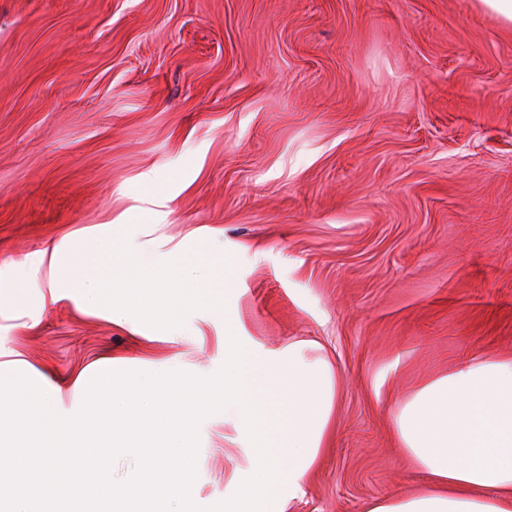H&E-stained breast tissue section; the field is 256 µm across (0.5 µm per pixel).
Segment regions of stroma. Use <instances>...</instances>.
Segmentation results:
<instances>
[{
  "mask_svg": "<svg viewBox=\"0 0 512 512\" xmlns=\"http://www.w3.org/2000/svg\"><path fill=\"white\" fill-rule=\"evenodd\" d=\"M122 224L151 286L120 325L51 301L36 253ZM211 245L210 263L193 259ZM224 288L183 306L176 261ZM0 376L75 416L85 383L145 359L215 375L225 335L320 344L341 392L302 497L366 512L425 481L394 407L464 361L512 358V23L481 0H0ZM180 310L160 321L158 296ZM139 334H132L131 326ZM223 412L198 425L190 498L237 497Z\"/></svg>",
  "mask_w": 512,
  "mask_h": 512,
  "instance_id": "1",
  "label": "stroma"
}]
</instances>
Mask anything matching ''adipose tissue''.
<instances>
[{
  "instance_id": "adipose-tissue-1",
  "label": "adipose tissue",
  "mask_w": 512,
  "mask_h": 512,
  "mask_svg": "<svg viewBox=\"0 0 512 512\" xmlns=\"http://www.w3.org/2000/svg\"><path fill=\"white\" fill-rule=\"evenodd\" d=\"M99 255L66 237L37 255L52 300L128 322L123 308L96 288L99 273L124 251V227L101 225ZM67 264H60V257ZM339 381L327 356L307 341L268 349L243 336L224 339V419L248 465L229 486H253L290 500L303 495L329 438ZM402 452L428 484L408 497H383L366 512H512V359L467 362L420 386L391 417Z\"/></svg>"
}]
</instances>
